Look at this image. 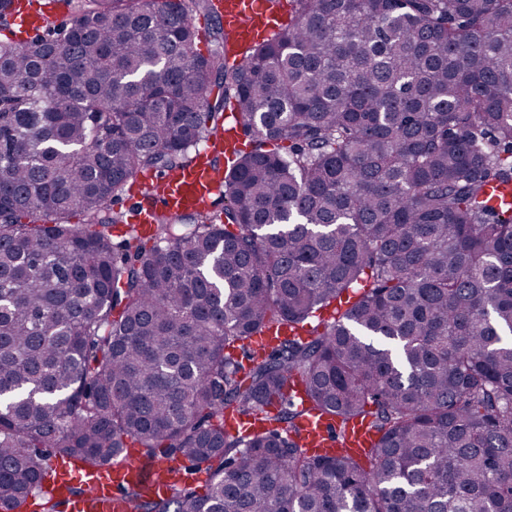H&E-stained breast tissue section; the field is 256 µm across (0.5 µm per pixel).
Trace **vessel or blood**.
Masks as SVG:
<instances>
[{"mask_svg": "<svg viewBox=\"0 0 512 512\" xmlns=\"http://www.w3.org/2000/svg\"><path fill=\"white\" fill-rule=\"evenodd\" d=\"M216 10L224 18L227 29L241 44L253 43L271 33L280 23L278 16L266 9L263 0H216ZM19 41L36 36L43 24L41 16L26 8L15 11ZM215 147L200 151L193 165L171 174L163 182V191L157 202L143 199L135 203L133 233L146 237L151 231V213L163 207L174 213L196 212L208 215L214 210L224 178V167L217 163V156H225L237 149L233 132L220 131ZM299 427L308 447L325 451L333 448H365L372 440L368 422H354L339 431L327 419L307 414ZM140 478V464L134 454L113 460L101 473L91 474L70 470L65 481L79 486L78 495L71 497L67 512H134L135 503L125 498V487L134 485Z\"/></svg>", "mask_w": 512, "mask_h": 512, "instance_id": "1", "label": "vessel or blood"}]
</instances>
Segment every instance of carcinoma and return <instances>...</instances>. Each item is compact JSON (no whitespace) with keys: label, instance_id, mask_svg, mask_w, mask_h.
Masks as SVG:
<instances>
[{"label":"carcinoma","instance_id":"1","mask_svg":"<svg viewBox=\"0 0 512 512\" xmlns=\"http://www.w3.org/2000/svg\"><path fill=\"white\" fill-rule=\"evenodd\" d=\"M290 4L242 50L201 52L212 0L0 40V512H63L58 469L130 447L171 462L138 512H512V0ZM226 111L252 148L219 217L113 241L114 198ZM308 410L378 440L315 456Z\"/></svg>","mask_w":512,"mask_h":512}]
</instances>
